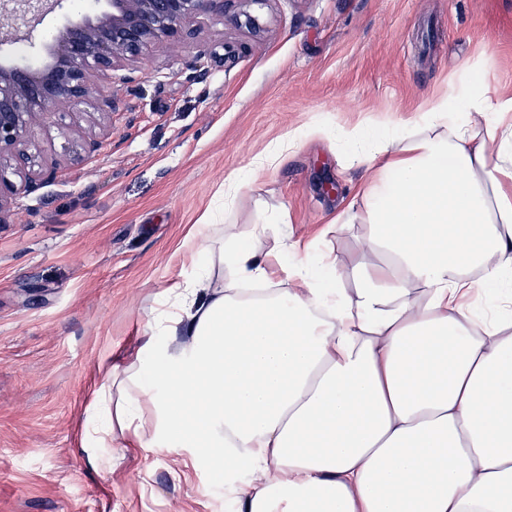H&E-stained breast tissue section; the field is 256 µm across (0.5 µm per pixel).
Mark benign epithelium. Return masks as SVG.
I'll return each instance as SVG.
<instances>
[{"label": "benign epithelium", "mask_w": 512, "mask_h": 512, "mask_svg": "<svg viewBox=\"0 0 512 512\" xmlns=\"http://www.w3.org/2000/svg\"><path fill=\"white\" fill-rule=\"evenodd\" d=\"M65 0H0V46L28 39L43 6H63ZM267 0H106L107 9L93 19L71 22L59 29L36 66L0 62V223L8 200L17 192L36 189L28 177L18 185L6 175L28 163L25 145L36 122H46L62 106L76 108L95 96L98 109L116 108L114 94L92 88V78L112 84V72L139 59L151 47L195 34L210 15H230L239 27L259 29L250 7Z\"/></svg>", "instance_id": "benign-epithelium-1"}]
</instances>
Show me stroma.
<instances>
[{
  "instance_id": "35a3bbf8",
  "label": "stroma",
  "mask_w": 512,
  "mask_h": 512,
  "mask_svg": "<svg viewBox=\"0 0 512 512\" xmlns=\"http://www.w3.org/2000/svg\"><path fill=\"white\" fill-rule=\"evenodd\" d=\"M84 9L46 12L31 39L0 48L35 63L42 39ZM253 33L214 15L196 39L159 45L115 71L119 103L60 108L28 145L43 180L12 197L0 223V512H223L231 485L188 449H123L116 475L84 463L80 429L105 372L134 354L145 313L184 271L174 256L206 215L246 225L257 209L286 211L315 238L361 184L350 144L302 140L232 202L225 178L250 168L286 134L324 123L355 131L414 122L438 88L471 67L512 97V0H267ZM232 38L248 50L222 60ZM209 71L188 78L187 65ZM102 142L84 155L83 139ZM355 225L330 234L341 263L380 262ZM184 460L173 478L171 459Z\"/></svg>"
}]
</instances>
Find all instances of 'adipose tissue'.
Here are the masks:
<instances>
[{
  "instance_id": "1",
  "label": "adipose tissue",
  "mask_w": 512,
  "mask_h": 512,
  "mask_svg": "<svg viewBox=\"0 0 512 512\" xmlns=\"http://www.w3.org/2000/svg\"><path fill=\"white\" fill-rule=\"evenodd\" d=\"M369 135L334 227L364 225L383 262L312 253L282 210L199 225L95 393L90 469L114 472L119 437L190 447L238 512H512V98L466 70ZM271 233L280 251L252 247Z\"/></svg>"
}]
</instances>
